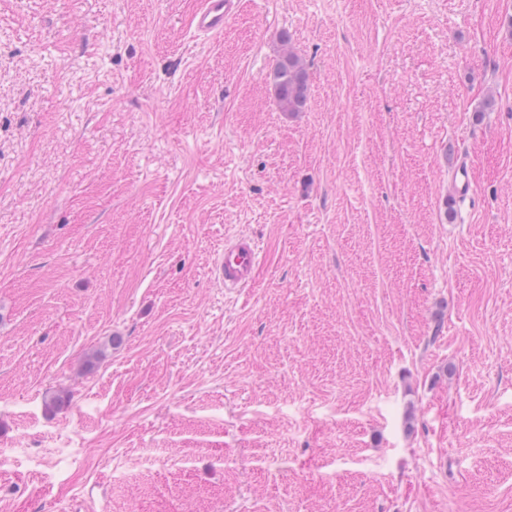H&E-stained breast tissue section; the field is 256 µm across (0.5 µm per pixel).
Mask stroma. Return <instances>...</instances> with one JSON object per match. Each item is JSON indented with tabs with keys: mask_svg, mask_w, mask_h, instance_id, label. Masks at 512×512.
I'll return each mask as SVG.
<instances>
[{
	"mask_svg": "<svg viewBox=\"0 0 512 512\" xmlns=\"http://www.w3.org/2000/svg\"><path fill=\"white\" fill-rule=\"evenodd\" d=\"M198 6L0 0V512H512V0ZM238 0H202L194 16L195 30L201 34L218 35L236 12ZM275 98L285 112H300L308 97V73L302 59L294 52H285L274 68ZM259 263V248L251 238H238L224 245L217 259L216 271L225 288H247Z\"/></svg>",
	"mask_w": 512,
	"mask_h": 512,
	"instance_id": "1",
	"label": "stroma"
}]
</instances>
